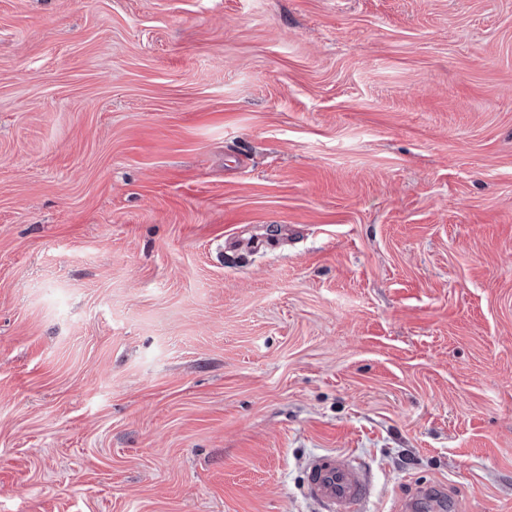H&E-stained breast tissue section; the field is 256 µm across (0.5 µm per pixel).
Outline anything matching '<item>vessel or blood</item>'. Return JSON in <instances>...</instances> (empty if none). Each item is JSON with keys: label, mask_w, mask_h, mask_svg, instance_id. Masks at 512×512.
Masks as SVG:
<instances>
[{"label": "vessel or blood", "mask_w": 512, "mask_h": 512, "mask_svg": "<svg viewBox=\"0 0 512 512\" xmlns=\"http://www.w3.org/2000/svg\"><path fill=\"white\" fill-rule=\"evenodd\" d=\"M304 493L322 512H359L370 490V479L362 466L344 453L311 456L304 467ZM445 506V498L434 487L420 488L416 496L402 500L399 512H424L429 505Z\"/></svg>", "instance_id": "1"}]
</instances>
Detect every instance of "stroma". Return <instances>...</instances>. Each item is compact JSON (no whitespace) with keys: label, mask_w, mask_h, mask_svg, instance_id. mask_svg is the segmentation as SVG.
<instances>
[{"label":"stroma","mask_w":512,"mask_h":512,"mask_svg":"<svg viewBox=\"0 0 512 512\" xmlns=\"http://www.w3.org/2000/svg\"><path fill=\"white\" fill-rule=\"evenodd\" d=\"M512 512V0H0V512ZM304 493L323 512H359L370 490L367 470L344 453L311 456L304 467ZM447 508L445 498L432 486L421 487L415 497L402 500L397 507L400 512L421 511L431 504Z\"/></svg>","instance_id":"obj_1"}]
</instances>
